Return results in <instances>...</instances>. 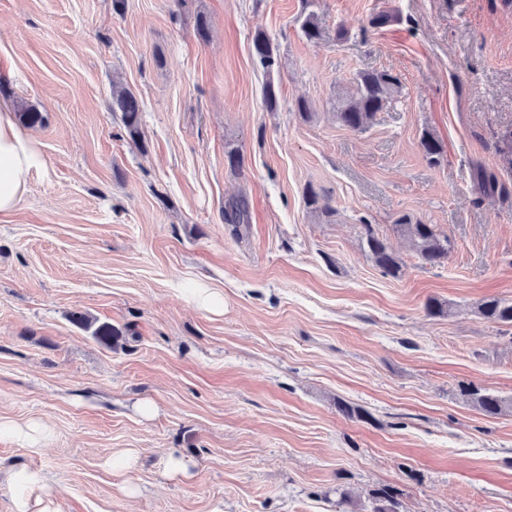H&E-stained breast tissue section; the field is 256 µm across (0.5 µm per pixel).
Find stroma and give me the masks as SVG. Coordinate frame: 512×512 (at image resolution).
I'll return each instance as SVG.
<instances>
[{
    "label": "stroma",
    "mask_w": 512,
    "mask_h": 512,
    "mask_svg": "<svg viewBox=\"0 0 512 512\" xmlns=\"http://www.w3.org/2000/svg\"><path fill=\"white\" fill-rule=\"evenodd\" d=\"M302 6L0 0V100L46 117V166L0 222V421L45 432L0 434V469L39 471L58 512H369L383 487L399 512H512V411L461 394L512 402V327L477 310L512 301V0H315L316 44ZM373 70L398 93L365 131L341 126L337 97ZM116 86L141 102L139 138ZM309 185L329 214L306 208ZM403 215L447 237L444 265L422 264ZM367 223L401 278L366 255ZM75 311L121 336L100 344ZM125 450L137 465L113 472ZM172 456L189 477L168 475ZM310 0H305V6L296 18L302 36L311 43H319L323 39L324 29L319 15L308 10ZM252 53L263 69L270 71L278 63L275 49L269 37L256 32L252 38ZM112 110L120 112L121 121L132 138L140 136L141 106L138 98L127 89H112ZM224 222L233 226L237 237L242 235L248 225V206L243 198H235L224 204ZM461 391L462 395L466 397L467 402L484 415L498 416L507 410L509 406L511 408V402H506L488 390L471 385L464 387Z\"/></svg>",
    "instance_id": "1"
}]
</instances>
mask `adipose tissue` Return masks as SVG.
<instances>
[{
  "label": "adipose tissue",
  "instance_id": "1",
  "mask_svg": "<svg viewBox=\"0 0 512 512\" xmlns=\"http://www.w3.org/2000/svg\"><path fill=\"white\" fill-rule=\"evenodd\" d=\"M46 166L41 145L21 131L11 108L0 104V219L19 208L34 172ZM14 492V512H54L53 501L44 496L45 479L40 472L17 470L8 475Z\"/></svg>",
  "mask_w": 512,
  "mask_h": 512
}]
</instances>
